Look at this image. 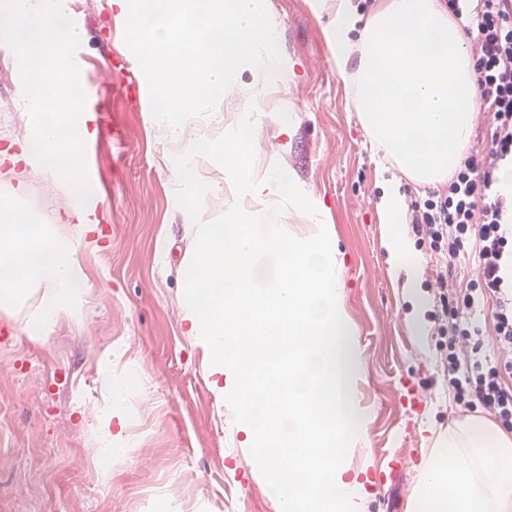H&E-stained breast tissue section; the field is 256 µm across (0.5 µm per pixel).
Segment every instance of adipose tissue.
<instances>
[{"mask_svg": "<svg viewBox=\"0 0 512 512\" xmlns=\"http://www.w3.org/2000/svg\"><path fill=\"white\" fill-rule=\"evenodd\" d=\"M316 14H328L324 29L339 74L356 63V103L360 120L385 157L422 184L453 173L479 108L475 76L462 27L438 0H378L369 17L351 0H309ZM67 0H14L0 10L5 51L24 67L31 123L20 155L10 164L31 163L40 155L39 174L64 196L57 224L74 227L71 237L57 224H37L21 203L25 181L0 195V313L25 312L23 330L43 341L60 318L79 320L86 303L88 274L83 256L97 250L100 214L86 207L87 185L78 177L82 145L92 138L91 115L82 106L84 88L67 62L74 37ZM378 209L389 230L385 248L408 288L422 271L402 230L406 203L398 182H388ZM131 406L107 403L95 418L102 461L123 437ZM413 512H512V433L481 419L448 428L436 441L412 495Z\"/></svg>", "mask_w": 512, "mask_h": 512, "instance_id": "adipose-tissue-1", "label": "adipose tissue"}]
</instances>
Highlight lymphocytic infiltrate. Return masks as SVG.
Segmentation results:
<instances>
[{"label":"lymphocytic infiltrate","mask_w":512,"mask_h":512,"mask_svg":"<svg viewBox=\"0 0 512 512\" xmlns=\"http://www.w3.org/2000/svg\"><path fill=\"white\" fill-rule=\"evenodd\" d=\"M467 31L475 41L473 69L480 100L493 120L490 145L483 159L468 158L455 171L444 193L413 202L412 222L430 239L436 251L456 257L468 242L478 246L481 274L456 298L448 329V382L466 407L481 406L503 423L512 422V388L504 384L497 367L460 359L455 351L463 336L478 328L460 320L479 296L498 295L493 328L500 343L512 346V302L503 294L512 290L502 276L512 263V235L506 230L512 201L496 188L497 173L512 164V0H477Z\"/></svg>","instance_id":"lymphocytic-infiltrate-1"}]
</instances>
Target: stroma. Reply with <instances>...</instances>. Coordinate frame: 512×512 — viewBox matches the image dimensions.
I'll use <instances>...</instances> for the list:
<instances>
[{
	"instance_id": "stroma-1",
	"label": "stroma",
	"mask_w": 512,
	"mask_h": 512,
	"mask_svg": "<svg viewBox=\"0 0 512 512\" xmlns=\"http://www.w3.org/2000/svg\"><path fill=\"white\" fill-rule=\"evenodd\" d=\"M68 4L82 21L78 75L110 114L112 137L86 146L96 187L110 203L102 248L84 258L90 280L82 319H61L45 343L35 344L16 315L14 339L0 344V512H278L230 406L212 388L203 348L181 319L190 217L177 202L164 125L135 99L147 82L124 41L125 23L109 0ZM266 6L296 66L294 80L271 88L265 110L254 116L255 164L265 166L277 154L335 228L360 355L356 399L367 416L348 462L375 469L402 456L395 487L373 490L365 512H412L419 471L449 423L489 415L458 401L441 333L443 297L476 278L475 256L444 260L405 224L426 302L425 329L415 335L403 281L389 270L377 201L393 178L409 202L447 186L416 183L382 159L357 112L352 76L338 74L331 61L326 17L308 0H266ZM29 123L22 67L9 55L0 69V151L23 140ZM27 178L25 211L38 223L58 224L64 200L56 185L32 172ZM58 226L68 235L67 225ZM442 274L444 290L436 285ZM495 308V296L479 300L470 320L481 330V350L473 352L468 338L457 353L503 366L512 387V348L496 339ZM112 351L119 354L113 361ZM107 360L115 382L108 394L98 379ZM408 386L419 397L411 409L401 403ZM109 396L132 399L133 412L123 432L128 450L107 469L93 422Z\"/></svg>"
}]
</instances>
